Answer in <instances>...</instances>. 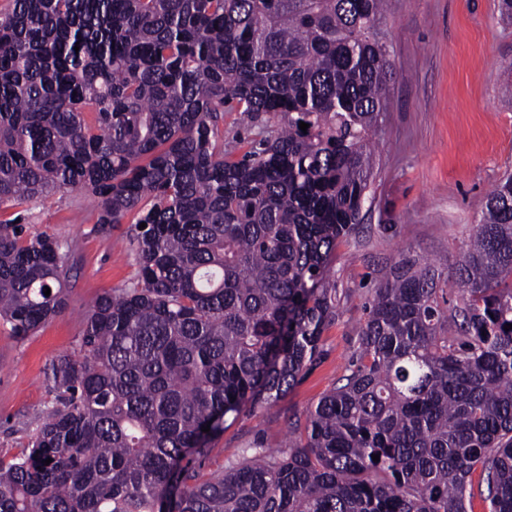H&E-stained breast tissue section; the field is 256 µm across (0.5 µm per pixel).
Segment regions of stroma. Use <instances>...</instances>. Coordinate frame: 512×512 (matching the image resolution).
Returning <instances> with one entry per match:
<instances>
[{
	"label": "stroma",
	"mask_w": 512,
	"mask_h": 512,
	"mask_svg": "<svg viewBox=\"0 0 512 512\" xmlns=\"http://www.w3.org/2000/svg\"><path fill=\"white\" fill-rule=\"evenodd\" d=\"M380 37L394 75L362 220L332 258L341 316L323 334L320 359L284 399L242 414L214 441L203 474L251 442L280 447L286 420L305 417L355 358V329L381 267L403 254L454 267L483 198L512 173V103L503 88L512 25L501 22L498 0H388ZM15 217L29 234L72 243L75 271L65 311L35 335L17 340L0 325V457L7 460L27 448L51 399L49 363L77 346L84 312L138 274L131 222L100 226L95 201L82 192L0 208V219Z\"/></svg>",
	"instance_id": "stroma-1"
}]
</instances>
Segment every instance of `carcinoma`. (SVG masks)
<instances>
[{
    "label": "carcinoma",
    "mask_w": 512,
    "mask_h": 512,
    "mask_svg": "<svg viewBox=\"0 0 512 512\" xmlns=\"http://www.w3.org/2000/svg\"><path fill=\"white\" fill-rule=\"evenodd\" d=\"M384 5L0 9V206L84 191L103 226L134 215L139 267L51 360L30 448L0 459V512H469L476 472L488 512H512L511 174L451 272L407 255L386 268L356 361L284 446L200 473L227 422L283 398L339 318L331 261L367 198L393 78ZM226 112L274 129L233 158ZM71 255L0 221L9 335L65 310Z\"/></svg>",
    "instance_id": "obj_1"
}]
</instances>
